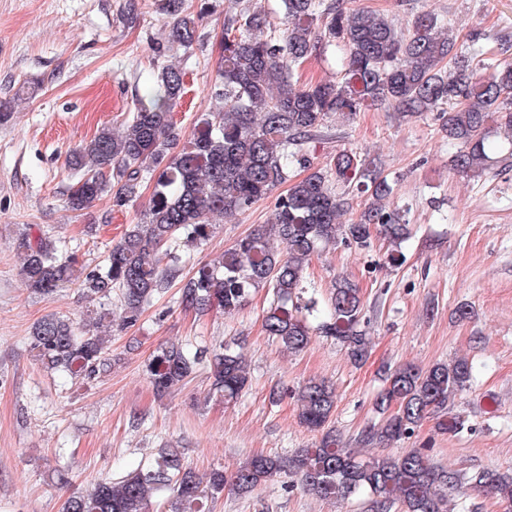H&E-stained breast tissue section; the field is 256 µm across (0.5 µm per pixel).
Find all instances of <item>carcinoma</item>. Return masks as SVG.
<instances>
[{
	"label": "carcinoma",
	"mask_w": 512,
	"mask_h": 512,
	"mask_svg": "<svg viewBox=\"0 0 512 512\" xmlns=\"http://www.w3.org/2000/svg\"><path fill=\"white\" fill-rule=\"evenodd\" d=\"M242 2L224 22V52L211 85L214 106L200 115L185 141L173 122L183 74L169 66L139 98L123 130L102 127L66 160L77 175L67 191L70 210H86L104 193L115 208L132 205L150 181L153 190L143 221L126 230L103 263L78 271L77 259L61 256L54 238H19L29 288L49 295L76 280L92 301L117 295L119 326L135 325L155 296L180 276L191 260L190 250L209 240L212 218L244 212L288 181L289 169L307 162L302 144L337 113L351 115L378 103L391 104L406 117L435 112L453 148L451 166L466 176L481 175L493 162L490 124L512 132V64L486 62L479 37L458 43L436 14L416 15L402 32L373 11L347 10L342 0H280L279 27L262 0ZM208 9L205 2L195 10L191 0H166L163 10L172 18L168 42L191 49ZM337 44L346 48L339 82L300 86L292 80L293 68L313 50ZM361 167L355 154L341 151L333 172H315L294 183L277 198L270 224L237 240L218 261L195 265L182 284L181 303L200 313L217 306L232 314L244 308L256 289L267 288L273 302L264 329L281 349L300 353L318 335L335 340L353 362H361L368 338L359 328V288L343 279L325 306L314 298L301 302L306 270L319 250L352 243L365 247L374 233L395 247L411 237L403 212L385 204L391 185L378 176L363 181ZM338 182L354 183L369 196L352 224L340 222L348 202L336 192ZM161 251L168 258L163 267ZM101 321L99 312L87 311L78 333L68 322L47 317L32 332V350L51 372L90 378L110 365ZM204 362L211 368V390L225 401L249 389L246 357L228 343L212 349L161 346L145 371L162 397ZM475 378V366L465 357L425 370L411 364L389 370L375 398L383 419L363 431L360 442L390 446L411 437L427 418L444 433L457 432L461 421L453 413L454 402ZM296 398L300 423L321 433L312 448L286 460L252 457L228 474L214 470L205 478L184 465L176 451L163 448L151 464L121 480L105 478L89 493L72 494L62 512H146L151 497L164 490L173 493L171 512H203V500L226 489L249 494L285 473L321 499L363 496L368 512H390L397 502L404 512H448L449 500L470 490L495 495L504 512H512V473L483 469L465 477L435 466L424 448L363 459L342 447L329 427L332 387L310 380Z\"/></svg>",
	"instance_id": "cac0c4a2"
}]
</instances>
